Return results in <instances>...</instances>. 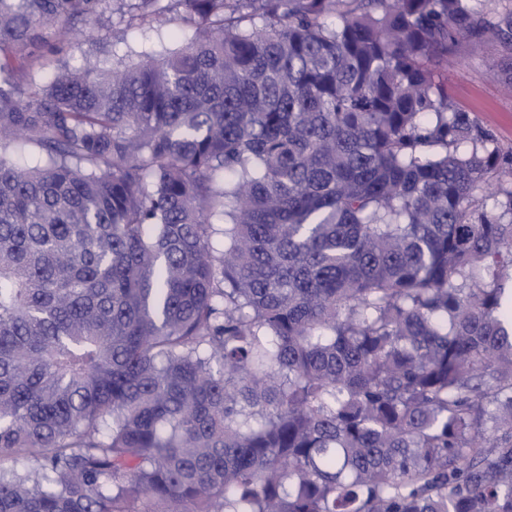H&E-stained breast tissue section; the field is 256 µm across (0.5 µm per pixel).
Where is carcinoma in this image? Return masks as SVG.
<instances>
[{
    "mask_svg": "<svg viewBox=\"0 0 512 512\" xmlns=\"http://www.w3.org/2000/svg\"><path fill=\"white\" fill-rule=\"evenodd\" d=\"M106 2L0 0V512H512V156L442 76L512 10L121 0L193 37L22 88Z\"/></svg>",
    "mask_w": 512,
    "mask_h": 512,
    "instance_id": "obj_1",
    "label": "carcinoma"
}]
</instances>
